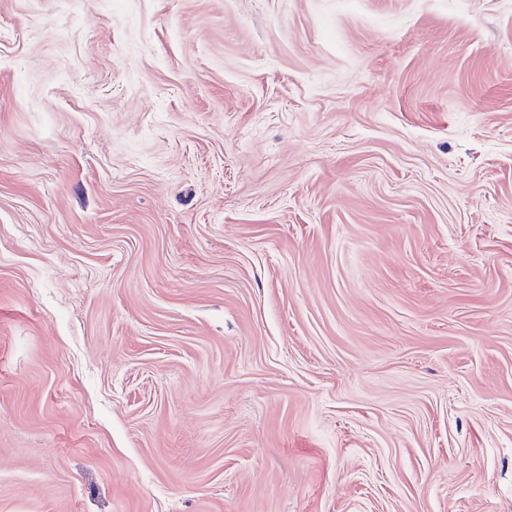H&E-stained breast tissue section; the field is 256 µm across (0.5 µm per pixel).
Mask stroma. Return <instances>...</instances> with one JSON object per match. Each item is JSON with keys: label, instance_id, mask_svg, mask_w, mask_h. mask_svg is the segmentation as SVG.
Wrapping results in <instances>:
<instances>
[{"label": "stroma", "instance_id": "1", "mask_svg": "<svg viewBox=\"0 0 512 512\" xmlns=\"http://www.w3.org/2000/svg\"><path fill=\"white\" fill-rule=\"evenodd\" d=\"M0 512H512V0H0Z\"/></svg>", "mask_w": 512, "mask_h": 512}]
</instances>
